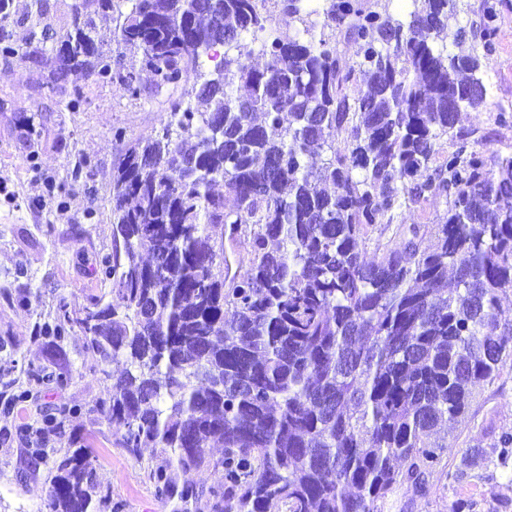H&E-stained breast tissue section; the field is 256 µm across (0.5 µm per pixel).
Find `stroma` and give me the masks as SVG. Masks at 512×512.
Masks as SVG:
<instances>
[{
    "mask_svg": "<svg viewBox=\"0 0 512 512\" xmlns=\"http://www.w3.org/2000/svg\"><path fill=\"white\" fill-rule=\"evenodd\" d=\"M73 2L48 0L55 37L32 41L33 0H12L9 30L29 56L0 57V184L6 186L0 191V291L6 287L14 292L29 283L40 290L26 305L0 294V397H11L10 381H25L30 370L64 365L72 373L65 389L39 392L36 400L12 412L0 411V512H52L51 455L79 445L89 446L117 512H173V503L157 493L150 476L162 461L160 454L145 448L135 459L113 447L111 426L94 412L95 402L106 399L108 392L83 333L73 331L59 354L35 337L36 324L52 318L59 298L80 308L90 296L107 293L91 264L95 256L112 250L113 169L129 142L154 135L169 110L167 94L154 92L150 74L139 58L129 55L124 69L136 75L140 97H130L116 79L99 82L73 74L55 84L52 58L58 37L70 26ZM489 4L496 17L492 52L483 71L487 104L462 112L456 129L476 149L505 156L512 153V0H459L454 22L467 32H481ZM75 87L81 88L83 99L70 112L65 108L67 93ZM29 116L40 124V136L30 147L22 138L23 120ZM118 130L123 139H115ZM85 164L90 176H77V168ZM44 176L55 181L57 190L36 209L30 201L41 194ZM62 402L77 407V414L68 418L64 435L51 438L50 455L32 456L18 428L32 422L37 408ZM494 430L512 431V358L498 380L478 388L467 417L449 434L452 454L420 488L396 487L381 503V512H449L456 500L468 503L467 512H503L501 501L512 500V480L491 448ZM459 468L466 471V479L450 481L449 472Z\"/></svg>",
    "mask_w": 512,
    "mask_h": 512,
    "instance_id": "obj_1",
    "label": "stroma"
}]
</instances>
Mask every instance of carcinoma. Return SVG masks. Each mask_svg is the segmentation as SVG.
Returning <instances> with one entry per match:
<instances>
[{
	"instance_id": "1",
	"label": "carcinoma",
	"mask_w": 512,
	"mask_h": 512,
	"mask_svg": "<svg viewBox=\"0 0 512 512\" xmlns=\"http://www.w3.org/2000/svg\"><path fill=\"white\" fill-rule=\"evenodd\" d=\"M410 2L397 18L365 0H132L127 12L123 0H74L56 79L117 77L133 98L139 81L112 67L93 12L112 15L116 42L141 54L158 94L199 72L200 52L225 34L230 48L263 34V67L224 52V83L169 99L157 134L128 145L112 176V252L93 266L109 296L82 309L62 297L37 330L60 345L77 328L101 362L123 359L119 374L102 371L109 398L93 410L130 456L160 450L152 479L176 512H378L452 452L434 431L465 416L512 357L501 317L512 154L487 158L462 135L440 153L459 113L485 103L491 43L444 53L438 41L466 37L451 25L456 0ZM270 3L302 28L273 25ZM342 37L357 57L345 70ZM10 38L0 26V55L25 58ZM436 196L449 205L431 245L424 225L400 224L365 258L374 225ZM226 238L248 249L244 271L230 272ZM28 377L45 391L72 380L47 367ZM74 413L56 405L19 435L43 455L44 435ZM494 447L507 465L512 432ZM53 468L52 512L112 508L88 454ZM192 470L215 486L178 484Z\"/></svg>"
}]
</instances>
